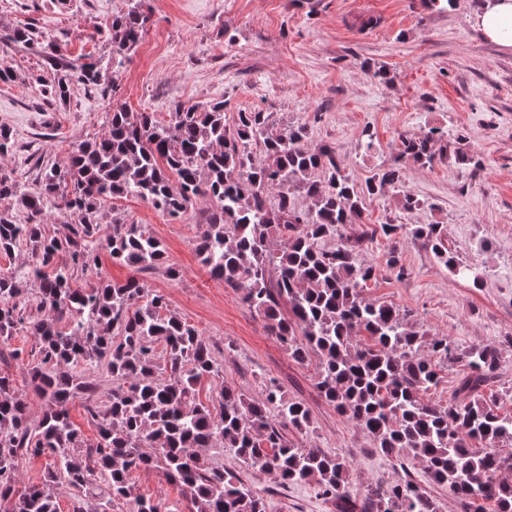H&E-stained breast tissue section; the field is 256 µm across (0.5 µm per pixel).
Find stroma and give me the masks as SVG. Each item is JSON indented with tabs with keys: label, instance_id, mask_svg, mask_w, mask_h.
I'll return each instance as SVG.
<instances>
[{
	"label": "stroma",
	"instance_id": "obj_1",
	"mask_svg": "<svg viewBox=\"0 0 512 512\" xmlns=\"http://www.w3.org/2000/svg\"><path fill=\"white\" fill-rule=\"evenodd\" d=\"M482 2L457 0L455 9L441 11L424 0H141L151 23L116 68L110 22L127 10L128 0H0V66L15 73L13 82L0 83V126L14 139L13 151L0 157V171L34 187L39 166H66L73 145L101 136L119 105L161 121L178 101H224L230 119L244 109L268 112L276 127H306L309 148L335 147L341 169L357 186L402 168L401 187L367 197L360 222L343 228L348 236L374 233L360 251L361 260L377 268L363 291L367 300L410 310L418 331L462 347L503 342L512 336V52L475 29L472 17ZM23 27L56 41L67 57L101 60L98 85L75 80L66 101L46 99L41 85L52 73L39 47L8 39ZM379 68L386 81L372 78ZM366 128L376 134L369 150ZM431 128L454 136L452 150L430 167L401 162V136ZM459 151L474 157L475 166L460 171ZM406 193L422 208L404 211ZM211 206L210 199H197L175 219L138 197L110 200L100 210L102 233L116 218L144 225L180 276L169 279L161 268L137 274L104 253L98 268L79 274L78 285L92 289L104 278L122 282L135 275L165 295L170 310L196 326L223 366L219 378L201 382L203 401H214L226 385L256 398L263 381L276 378L286 396L310 412L309 430L290 433V440L351 458V498L409 476L440 512H462L421 462L375 451L363 430L320 396L315 361L291 358L262 318L200 264L197 226ZM432 223L445 225L449 248L475 268L480 286L454 278L411 236L393 242L375 232L381 224ZM393 249L405 268L400 278L386 266ZM202 454L253 486L267 512H337L335 500L316 495L313 485L282 484L225 451ZM130 482L134 493L190 512L182 487L161 471L133 472Z\"/></svg>",
	"mask_w": 512,
	"mask_h": 512
}]
</instances>
